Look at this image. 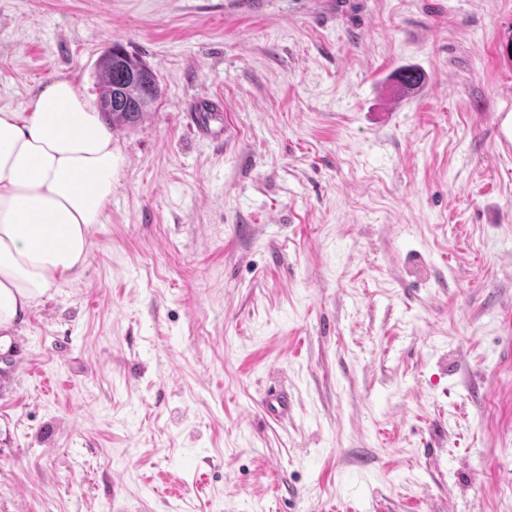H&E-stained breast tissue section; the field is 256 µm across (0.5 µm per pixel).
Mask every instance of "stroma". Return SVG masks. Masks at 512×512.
I'll use <instances>...</instances> for the list:
<instances>
[{
    "label": "stroma",
    "mask_w": 512,
    "mask_h": 512,
    "mask_svg": "<svg viewBox=\"0 0 512 512\" xmlns=\"http://www.w3.org/2000/svg\"><path fill=\"white\" fill-rule=\"evenodd\" d=\"M115 42L162 92L0 349V512H512V0H0V109ZM189 112H194L195 127L202 137L212 141H221L222 127L213 128L211 126L212 119L210 117L207 118L208 113L224 112V108L220 103L207 96L197 97L192 101Z\"/></svg>",
    "instance_id": "1"
}]
</instances>
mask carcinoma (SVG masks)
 <instances>
[{
    "label": "carcinoma",
    "mask_w": 512,
    "mask_h": 512,
    "mask_svg": "<svg viewBox=\"0 0 512 512\" xmlns=\"http://www.w3.org/2000/svg\"><path fill=\"white\" fill-rule=\"evenodd\" d=\"M95 87L99 109L114 127L139 124L161 93L154 71L119 44L98 60Z\"/></svg>",
    "instance_id": "obj_1"
}]
</instances>
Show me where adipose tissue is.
Segmentation results:
<instances>
[{"label":"adipose tissue","mask_w":512,"mask_h":512,"mask_svg":"<svg viewBox=\"0 0 512 512\" xmlns=\"http://www.w3.org/2000/svg\"><path fill=\"white\" fill-rule=\"evenodd\" d=\"M111 129L70 78L0 109V334L82 277L112 200Z\"/></svg>","instance_id":"ef3b65f1"}]
</instances>
